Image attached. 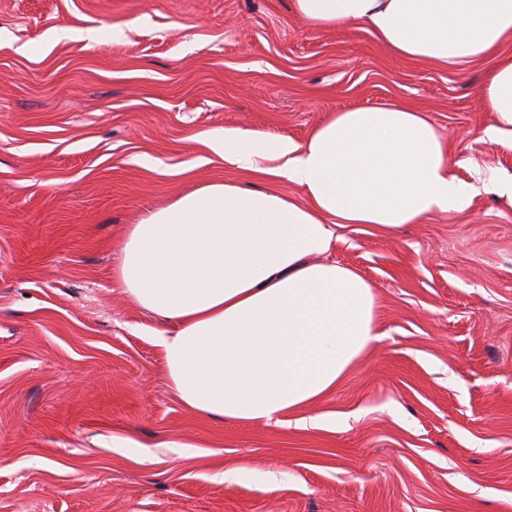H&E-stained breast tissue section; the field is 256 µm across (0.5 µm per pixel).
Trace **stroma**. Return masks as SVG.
Masks as SVG:
<instances>
[{
  "mask_svg": "<svg viewBox=\"0 0 512 512\" xmlns=\"http://www.w3.org/2000/svg\"><path fill=\"white\" fill-rule=\"evenodd\" d=\"M486 62L438 67L291 0H0V512H512V144L484 135ZM422 110L468 209L336 229L381 338L280 424L171 391L116 275L132 224L209 183L304 190L205 139L304 142L334 113ZM322 417L317 427L307 418Z\"/></svg>",
  "mask_w": 512,
  "mask_h": 512,
  "instance_id": "obj_1",
  "label": "stroma"
}]
</instances>
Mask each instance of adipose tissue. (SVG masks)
<instances>
[{
	"mask_svg": "<svg viewBox=\"0 0 512 512\" xmlns=\"http://www.w3.org/2000/svg\"><path fill=\"white\" fill-rule=\"evenodd\" d=\"M292 4L310 27L356 25L403 57L444 67L489 61L479 95L496 123L486 135L512 142V0ZM206 143L226 161L301 186L307 204L204 185L131 225L116 273L131 302L174 322L156 343L185 407L276 423L332 392L379 338L372 285L329 259L334 225L393 234L465 210L474 188L449 167L429 117L397 103L336 113L301 144L237 129Z\"/></svg>",
	"mask_w": 512,
	"mask_h": 512,
	"instance_id": "1",
	"label": "adipose tissue"
}]
</instances>
